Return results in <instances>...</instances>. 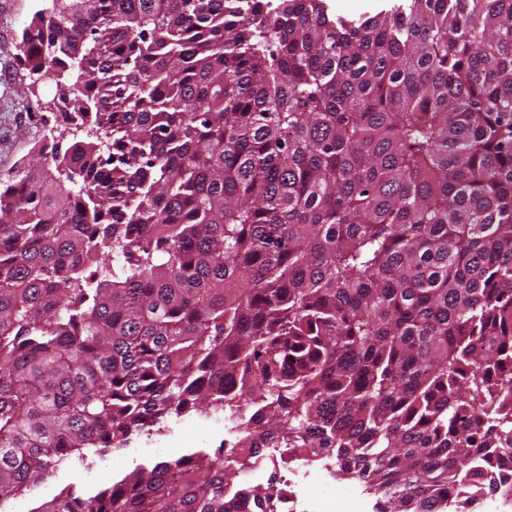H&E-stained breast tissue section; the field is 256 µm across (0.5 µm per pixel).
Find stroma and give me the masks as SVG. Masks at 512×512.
Instances as JSON below:
<instances>
[{
	"label": "stroma",
	"instance_id": "35a3bbf8",
	"mask_svg": "<svg viewBox=\"0 0 512 512\" xmlns=\"http://www.w3.org/2000/svg\"><path fill=\"white\" fill-rule=\"evenodd\" d=\"M48 0H0V179L13 176L21 162L29 160L36 145L54 136L65 140L85 138V129L60 132L55 112L45 109V102L55 93L54 83H33L21 66V34L33 15L47 8ZM222 430L208 427L204 417L189 414L164 422L162 430L152 435L134 437L128 447L107 451L100 456L88 454L86 461L70 459L50 471L42 480L41 494H26L28 504H41L74 483L87 464L108 458L107 476L123 477L137 465L170 461L196 449L215 451L223 442Z\"/></svg>",
	"mask_w": 512,
	"mask_h": 512
}]
</instances>
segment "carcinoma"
<instances>
[{"instance_id": "1", "label": "carcinoma", "mask_w": 512, "mask_h": 512, "mask_svg": "<svg viewBox=\"0 0 512 512\" xmlns=\"http://www.w3.org/2000/svg\"><path fill=\"white\" fill-rule=\"evenodd\" d=\"M21 53L87 137L0 188V503L193 412L331 449L376 512L512 494V0H51ZM240 469L35 512L271 500ZM328 5V14L343 17L346 20H357L362 14L374 15L387 10L397 0H323Z\"/></svg>"}]
</instances>
